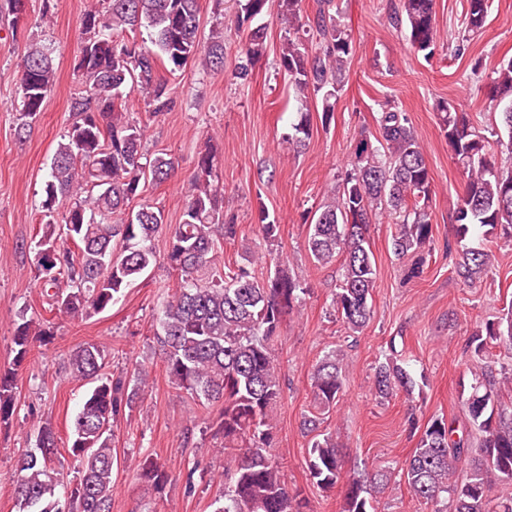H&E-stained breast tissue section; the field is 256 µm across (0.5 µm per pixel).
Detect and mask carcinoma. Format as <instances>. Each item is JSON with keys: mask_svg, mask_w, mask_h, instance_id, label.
Instances as JSON below:
<instances>
[{"mask_svg": "<svg viewBox=\"0 0 512 512\" xmlns=\"http://www.w3.org/2000/svg\"><path fill=\"white\" fill-rule=\"evenodd\" d=\"M268 0H236L240 74L266 50V28L251 22ZM489 16V0H467L465 38L478 35ZM278 20L286 36L280 46L279 69L299 99L322 95L323 120L329 121L342 90L355 46L351 31L334 0H318L315 14L304 12L303 0H278ZM393 26L409 32L416 54L430 57L436 46L435 0H400ZM199 0H96L83 13V45L77 69L82 84L71 98V127L61 136L45 183V220L37 248L38 279L50 311L62 319L87 320L117 301L158 260L178 272L181 283L157 318L154 340L171 383L203 407L217 406V424L224 436V488L213 512H298L297 494L289 489L275 453V412L284 399L280 363L273 346L286 315L295 308L303 288L271 256L273 275L258 280L239 266L220 272L219 240L236 237L234 224L220 222L222 188L214 183L217 147L206 143L198 152L196 170L185 189L180 222L166 223L162 210L129 203L139 196L141 180L161 184L174 164L165 154L147 157L141 151L144 130L130 117L128 97L139 92L151 112L170 109L167 84L156 71L173 74L195 60L205 70L224 66V34L197 40ZM148 30L140 44L120 38L126 30ZM314 33L311 49L303 34ZM20 103L17 136L31 128L56 82L48 48L31 42L20 60ZM494 112L487 132L471 125L466 113L450 100L436 105L439 127L464 177L454 211L458 240L470 230L512 241V58L501 62L492 81ZM379 137L363 131L346 171L327 191L308 224V248L319 264L342 259L332 307L347 328L357 333L371 318L376 264L369 245V226L380 215L392 217V238L399 257L416 256L406 276L424 272L422 254L433 236L428 203L432 177L425 149L407 113L386 107L376 118ZM309 137L308 122L292 126L288 146L299 149ZM496 144L505 162L487 157ZM65 207L62 222L55 206ZM166 235L163 257L154 241ZM483 244L462 246L456 274L471 282L489 264ZM52 336L50 327L19 316L13 333L12 363L0 369V426L15 414V382L19 368L38 342ZM472 380L461 394L465 432L455 421L436 418L426 428L401 467V479L417 501L432 512H512V405L499 402L501 387L512 389V367H493L490 350L512 353V311L476 325L469 340ZM106 350L98 343L73 349L65 365L68 376L87 386L70 427L73 455L83 470L71 479L55 465L58 438L49 423L38 431L35 447L20 456L14 494L19 512H111L115 485L112 426L131 411L148 387V372L105 375ZM346 354L329 350L311 375L314 407L303 420L313 434L308 448L310 477L321 489L343 488L341 512H375L376 497L393 474L383 463L361 478L344 474L336 443L316 431L323 416L343 395ZM416 381L406 363L394 354L374 368L372 388L386 399L400 392L412 395ZM138 479L148 495L165 492V467L145 459Z\"/></svg>", "mask_w": 512, "mask_h": 512, "instance_id": "cac0c4a2", "label": "carcinoma"}]
</instances>
